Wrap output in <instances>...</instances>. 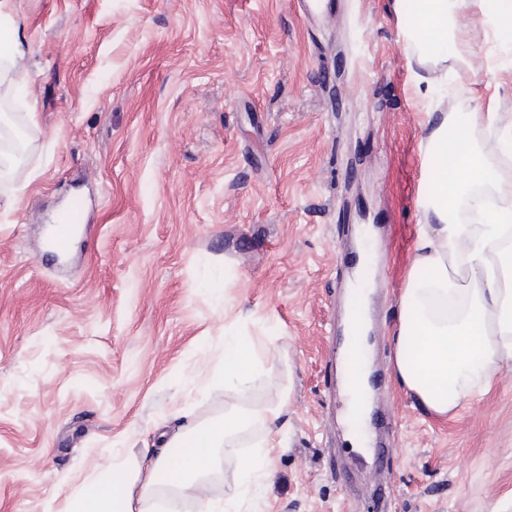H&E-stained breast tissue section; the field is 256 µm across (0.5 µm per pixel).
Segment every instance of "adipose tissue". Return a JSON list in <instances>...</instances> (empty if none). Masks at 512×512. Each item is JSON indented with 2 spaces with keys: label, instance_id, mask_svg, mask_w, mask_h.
<instances>
[{
  "label": "adipose tissue",
  "instance_id": "obj_1",
  "mask_svg": "<svg viewBox=\"0 0 512 512\" xmlns=\"http://www.w3.org/2000/svg\"><path fill=\"white\" fill-rule=\"evenodd\" d=\"M403 15L401 32L420 64H444L440 44L455 50L454 61L470 60L476 29L471 15L482 14L485 30L512 26V0H392ZM13 0H0V97L24 87L25 37L12 20ZM512 133V118L499 112L443 114L429 134L424 165L429 192L425 222L419 225L414 259L400 298V317L392 335L398 382L438 416L453 414L487 394L498 373L512 368V178L488 167L475 140ZM472 197L471 221L460 222L458 203ZM260 362L240 336L224 337L225 384L247 395ZM275 398L260 407L195 430L182 428L168 447L146 451L140 459H103L98 478L76 494L69 512H144L160 488L172 494L164 512H180L182 499L199 512H223L207 495L217 467V448L234 435L259 430L266 438L282 434L289 388L273 383Z\"/></svg>",
  "mask_w": 512,
  "mask_h": 512
}]
</instances>
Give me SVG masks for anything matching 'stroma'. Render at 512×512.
I'll return each mask as SVG.
<instances>
[{
  "label": "stroma",
  "mask_w": 512,
  "mask_h": 512,
  "mask_svg": "<svg viewBox=\"0 0 512 512\" xmlns=\"http://www.w3.org/2000/svg\"><path fill=\"white\" fill-rule=\"evenodd\" d=\"M14 0L29 85L11 98L26 154L0 178V512H67L101 458L160 447L290 387L273 476L240 512H512V370L450 417L397 381L404 276L386 233L417 226L431 116L512 113V34L472 66L418 78L390 0ZM83 206L65 259L44 242ZM366 263L373 443L352 447L330 368L349 280ZM257 348L247 400L196 377L224 332ZM261 432L218 449L232 495Z\"/></svg>",
  "instance_id": "1"
}]
</instances>
